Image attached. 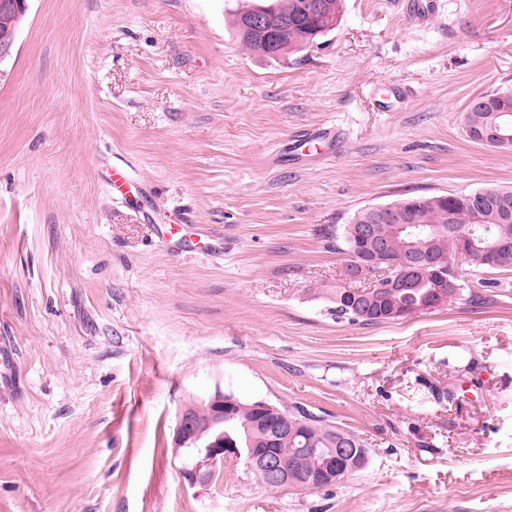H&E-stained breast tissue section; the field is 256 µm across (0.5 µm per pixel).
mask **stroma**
<instances>
[{
	"instance_id": "1",
	"label": "stroma",
	"mask_w": 512,
	"mask_h": 512,
	"mask_svg": "<svg viewBox=\"0 0 512 512\" xmlns=\"http://www.w3.org/2000/svg\"><path fill=\"white\" fill-rule=\"evenodd\" d=\"M413 1L342 0L269 60L240 0H27L0 59V512H512V272L372 326L317 292L356 211L512 186V149L461 126L512 87V0ZM116 159L150 220L109 192ZM178 212L212 256L160 244ZM218 387L329 416L365 467L184 484L178 414Z\"/></svg>"
}]
</instances>
